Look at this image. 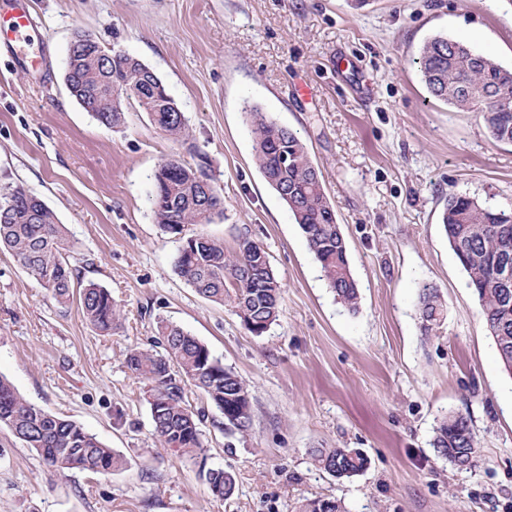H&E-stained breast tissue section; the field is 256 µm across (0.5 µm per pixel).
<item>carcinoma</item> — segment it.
Returning <instances> with one entry per match:
<instances>
[{"label":"carcinoma","mask_w":512,"mask_h":512,"mask_svg":"<svg viewBox=\"0 0 512 512\" xmlns=\"http://www.w3.org/2000/svg\"><path fill=\"white\" fill-rule=\"evenodd\" d=\"M77 36L81 37L77 47L68 49L66 82L71 97L85 111L100 124L117 128L126 121L125 104L133 102L172 138H190L186 116L150 67L122 50H105L89 35L79 32ZM414 63L431 96L457 110L481 112L489 136L512 144V68L446 36L427 41ZM109 88L114 92L110 98L106 95ZM245 115L262 177L288 206L336 299L356 310L359 289L350 270L346 241L306 143L256 107L245 110ZM217 183L216 175L201 165L194 169L176 158L161 162L153 175L156 224L178 235L190 225L211 223L224 214ZM441 224L479 302L500 364L512 373V285L500 288L490 279L493 265L512 268V202L490 205L466 193L452 194L444 205ZM0 247L10 251L59 305H67L73 289L80 288L83 316L96 330L108 333L119 322L120 310L106 288L94 282L75 285L74 269L63 254V225L41 198L20 186L0 188ZM175 272L203 298L231 307L245 329L256 336L267 332L279 317L282 285L265 249L247 236L239 239L234 250L202 233L184 236ZM418 311L424 335L440 328L444 305L438 289H422ZM159 332L163 351L134 350L126 363L149 383L148 404L161 444L192 460L205 452L201 413L187 399L188 382L224 415L227 431L246 434L252 414L243 380L184 328L162 321ZM0 427L35 450L57 474L72 470L111 473L125 465L119 454L77 422L26 401L1 374ZM432 447L454 468H472L478 442L470 419L460 412L443 415L434 428ZM312 459L317 467L342 480L367 466V458L352 448H318ZM200 475L213 495L222 499L233 495V473L209 468L200 470ZM298 512L344 510L340 501L330 497L309 499Z\"/></svg>","instance_id":"carcinoma-1"}]
</instances>
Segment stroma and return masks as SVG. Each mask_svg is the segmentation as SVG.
<instances>
[{
  "label": "stroma",
  "instance_id": "obj_1",
  "mask_svg": "<svg viewBox=\"0 0 512 512\" xmlns=\"http://www.w3.org/2000/svg\"><path fill=\"white\" fill-rule=\"evenodd\" d=\"M40 65L0 48V184L23 186L66 227L70 263L121 311L112 333L59 308L0 250V373L48 413L76 421L125 459L122 470L51 473L0 429V512H295L333 497L345 512H512V377L499 365L440 214L448 195L512 202V145L479 113L433 98L414 62L437 34L512 67V0H27ZM140 59L192 128L172 140L136 104L101 126L65 81L75 33ZM313 90L296 94L298 83ZM252 105L307 144L334 204L360 292L337 302L297 224L253 161ZM206 159L224 213L204 233L249 231L284 289L278 320L248 332L174 271L179 241L155 223L153 173ZM439 288L445 320L424 336L418 296ZM167 320L246 383L252 427L187 386L201 411L203 462L153 435L147 386L128 368ZM470 417L477 463L459 470L431 441L439 418ZM314 448H356L364 472L339 481ZM234 473L216 498L200 467Z\"/></svg>",
  "mask_w": 512,
  "mask_h": 512
}]
</instances>
